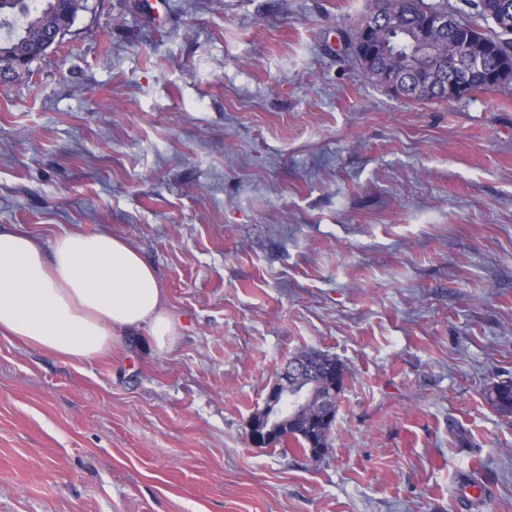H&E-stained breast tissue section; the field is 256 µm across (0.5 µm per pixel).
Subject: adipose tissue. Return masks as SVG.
Instances as JSON below:
<instances>
[{"instance_id":"1","label":"adipose tissue","mask_w":512,"mask_h":512,"mask_svg":"<svg viewBox=\"0 0 512 512\" xmlns=\"http://www.w3.org/2000/svg\"><path fill=\"white\" fill-rule=\"evenodd\" d=\"M133 332L160 352L178 337L161 280L134 246L106 232L44 241L0 226V335L84 361Z\"/></svg>"}]
</instances>
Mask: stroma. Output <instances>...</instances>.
Listing matches in <instances>:
<instances>
[{
	"instance_id": "1",
	"label": "stroma",
	"mask_w": 512,
	"mask_h": 512,
	"mask_svg": "<svg viewBox=\"0 0 512 512\" xmlns=\"http://www.w3.org/2000/svg\"><path fill=\"white\" fill-rule=\"evenodd\" d=\"M368 0H87L0 88V225L154 265L174 349L0 336V512H512V91L398 98ZM347 374L320 458L250 445L288 358ZM489 403L503 416H512V381L493 384L486 392Z\"/></svg>"
}]
</instances>
